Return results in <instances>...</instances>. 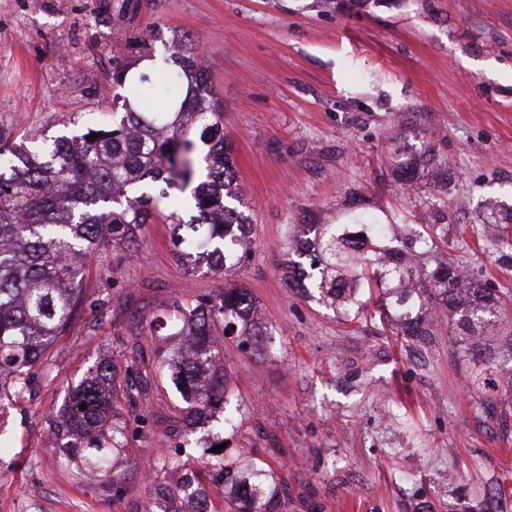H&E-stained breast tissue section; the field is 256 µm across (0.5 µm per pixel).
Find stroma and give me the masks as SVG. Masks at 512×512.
I'll return each mask as SVG.
<instances>
[{"label": "stroma", "mask_w": 512, "mask_h": 512, "mask_svg": "<svg viewBox=\"0 0 512 512\" xmlns=\"http://www.w3.org/2000/svg\"><path fill=\"white\" fill-rule=\"evenodd\" d=\"M147 26L155 51L178 32L206 52L253 228L254 252L229 279L273 327L275 352L213 336L238 413L231 428L221 409L195 415L171 374L148 372L179 347L148 321L229 279L178 260L159 220L133 253L106 246L85 276L99 304L52 346L50 379L0 402V512H148L166 461L225 512L207 465L216 436L225 456L274 472L277 512H477L493 497L512 512V372L468 390L448 325L412 343L379 319L337 316L283 275L304 207L325 222L361 208L413 224L438 208L449 230L435 260L463 258L472 280L512 293V270L471 232L486 200H512V0H0V129L33 149L105 126L112 59L132 57L125 35ZM411 157L404 186L393 166ZM108 360L135 400L122 406L125 451L92 481L48 438L71 388Z\"/></svg>", "instance_id": "1"}]
</instances>
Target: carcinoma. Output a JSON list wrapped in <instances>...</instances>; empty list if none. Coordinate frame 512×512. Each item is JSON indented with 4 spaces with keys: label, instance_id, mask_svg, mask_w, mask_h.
I'll return each instance as SVG.
<instances>
[{
    "label": "carcinoma",
    "instance_id": "obj_1",
    "mask_svg": "<svg viewBox=\"0 0 512 512\" xmlns=\"http://www.w3.org/2000/svg\"><path fill=\"white\" fill-rule=\"evenodd\" d=\"M163 63L173 62L176 74L160 83L150 72H133L135 63L116 59L112 86L122 113L108 128H89L78 137H58L31 150L0 129V401L29 392L49 367L48 352L66 334L82 300L85 268L107 241L132 249L137 231L155 217L151 191L165 198L169 191L192 187L184 200L188 215L171 213L164 222L178 257L195 265L192 242L201 225L211 229L210 256L224 270L241 266L250 247L238 244L248 223L234 165L232 141L224 133L223 112L213 96L205 57L197 44L175 33L164 46ZM98 138L88 139L91 134ZM501 230L494 237L511 251L496 261L512 269V205L492 202L482 227ZM397 220H383L364 211H350L320 224L308 211L301 219L296 253L285 268L288 286L301 279L316 289L318 300L343 318H359L375 298V314L399 336L425 340L433 335L419 311L432 306L447 315L458 336L470 338L469 387L493 383L495 357L480 348L478 336L498 318L506 302L468 279L462 260L428 266L420 256L448 243V225L437 217L423 234L414 225L394 233ZM480 227V228H482ZM480 228H472L480 233ZM247 289L232 285L195 302L176 303L172 316H157L150 332L173 331L194 347L193 358L159 357L158 369L173 370L192 410L204 414L218 403L224 420L232 410L224 382V350L210 340L218 327L240 338L239 346L254 349L268 328L254 315ZM117 364L104 362L82 378L54 424L56 440L81 447L78 460L101 472L113 451L125 447V433L116 421L120 400L133 401L132 390L115 383ZM86 409H80L81 404ZM224 485L235 488L227 512H270L279 484L264 469L245 460L209 461Z\"/></svg>",
    "mask_w": 512,
    "mask_h": 512
}]
</instances>
